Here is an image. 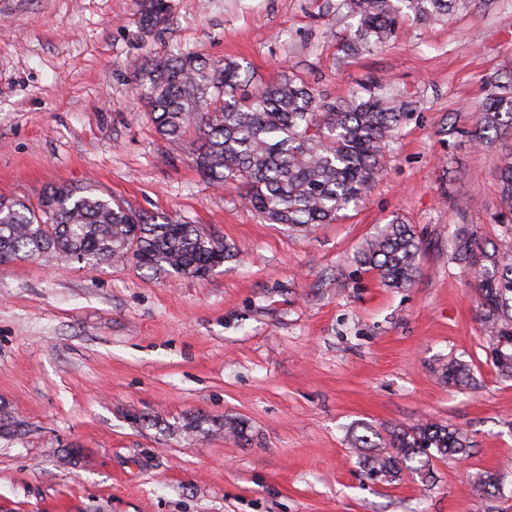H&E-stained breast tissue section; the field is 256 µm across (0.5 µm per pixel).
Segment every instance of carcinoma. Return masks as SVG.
<instances>
[{
	"mask_svg": "<svg viewBox=\"0 0 512 512\" xmlns=\"http://www.w3.org/2000/svg\"><path fill=\"white\" fill-rule=\"evenodd\" d=\"M468 0H336V18L356 20L341 51L348 57L369 53L397 33L410 11L432 21L466 7ZM164 0H141L144 22H159ZM138 86L160 137L173 149L187 129L199 136L194 164L208 183L237 184L242 199L266 221L307 230L329 224L361 201L384 168L386 153L408 108L376 82L347 99L325 100L311 84L285 78L251 87L249 71L237 62L208 65L181 54L145 69ZM452 133L484 145L512 134V77L485 79V97L472 127ZM501 200L512 214V157L501 168ZM455 260L475 268L481 321L489 355L498 374L512 379V253L480 242L466 224L457 225L450 242ZM55 252L100 265L133 259L141 267L176 277H203L235 256L234 249L203 232L197 224L166 215L133 211L90 187H52L37 208L17 200L0 203V264ZM422 242L411 225L394 220L378 229L359 261L387 286L407 288L419 273ZM441 378L459 385L471 379V366L450 360ZM391 451L370 456L369 472L396 479L410 462L433 449L441 456H466L469 436L449 425L425 422L394 431ZM501 474L475 476L480 491L496 486Z\"/></svg>",
	"mask_w": 512,
	"mask_h": 512,
	"instance_id": "1",
	"label": "carcinoma"
}]
</instances>
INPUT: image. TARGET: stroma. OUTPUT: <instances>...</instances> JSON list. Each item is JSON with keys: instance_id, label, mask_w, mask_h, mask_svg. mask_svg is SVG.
Here are the masks:
<instances>
[{"instance_id": "stroma-1", "label": "stroma", "mask_w": 512, "mask_h": 512, "mask_svg": "<svg viewBox=\"0 0 512 512\" xmlns=\"http://www.w3.org/2000/svg\"><path fill=\"white\" fill-rule=\"evenodd\" d=\"M142 28L136 0H0V198L93 186L235 247L203 278L134 261L89 268L55 254L0 265V512H503L512 506V380L487 358L472 269L456 225L512 251L499 166L512 138L479 146L487 75L512 74V0L406 17L354 58L336 0H167ZM183 53L248 66L255 83L304 78L329 100L382 80L413 110L367 196L308 232L263 220L241 188L204 181L196 133L171 149L136 93L153 61ZM423 243L420 273L384 286L358 255L392 219ZM466 386L443 383L449 359ZM241 419L246 440L225 436ZM203 426L185 432L188 419ZM475 442L431 456L430 474L370 475L356 436L422 421ZM503 471L496 496L473 490ZM441 378L453 385L468 383L472 379L471 366L459 360H449L441 368Z\"/></svg>"}]
</instances>
